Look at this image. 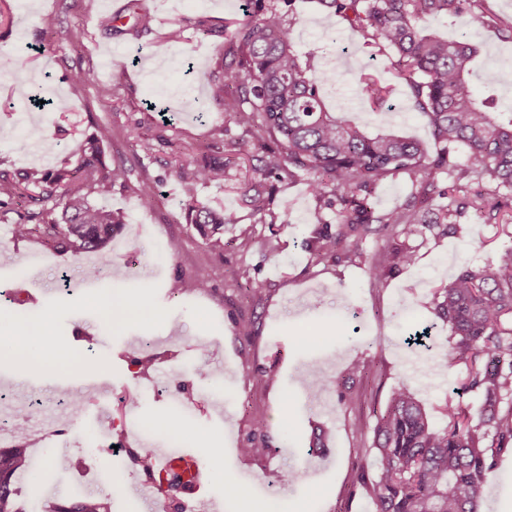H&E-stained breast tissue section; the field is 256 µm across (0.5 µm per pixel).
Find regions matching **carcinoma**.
Instances as JSON below:
<instances>
[{
	"label": "carcinoma",
	"instance_id": "carcinoma-1",
	"mask_svg": "<svg viewBox=\"0 0 512 512\" xmlns=\"http://www.w3.org/2000/svg\"><path fill=\"white\" fill-rule=\"evenodd\" d=\"M243 17L224 25L227 54L236 67L237 88L224 82L211 87V98L250 138L224 142V153L257 161L245 169L238 190L260 217H274L276 184L305 180L314 197L331 204L336 198L334 234L319 240V251L334 257L355 252L358 240L383 229L411 230L416 224L457 230L456 218L484 210L489 198L512 193V111L497 110L469 82L474 48L466 35L448 40L431 24L448 16L469 15L483 21L486 0H319L321 6L367 45L387 52V72L404 82L414 108L429 120L439 145L430 154L418 141L395 134H369L346 116L329 111L321 87L331 79L317 72L295 51L281 6L293 11L294 0H248ZM29 85L41 75L25 60L15 64ZM361 93L374 106L384 102L387 87L359 77ZM111 132L100 127L76 146L75 167H35L13 174L0 172V209L27 195L39 208L18 215L13 225L25 238L31 225L62 248L76 253L99 249L112 238L126 216L92 205L88 195L112 194L119 173L107 165L104 145ZM465 151L457 160L459 150ZM405 174L415 184L399 207L379 213L372 196L388 179ZM232 169L218 161L185 160L174 177L190 190L198 184H222ZM448 177L459 190L474 181L490 186L486 193L464 196L427 211L425 204L446 198ZM189 223L208 240L237 223L235 214L188 199ZM417 256L404 245L374 255L370 270L379 280ZM433 313L448 326L450 366L463 370L461 389L481 395L471 410L448 401V423L437 426L415 393L400 385L391 393L374 427L377 473L350 474L353 483L369 482L372 512H478L483 485L500 458L512 452V235L499 257L481 268L464 265L448 285L431 298ZM28 448L0 455V512H20L12 477L26 466ZM75 512H108L105 497L91 495L72 504Z\"/></svg>",
	"mask_w": 512,
	"mask_h": 512
}]
</instances>
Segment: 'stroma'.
<instances>
[{
  "label": "stroma",
  "mask_w": 512,
  "mask_h": 512,
  "mask_svg": "<svg viewBox=\"0 0 512 512\" xmlns=\"http://www.w3.org/2000/svg\"><path fill=\"white\" fill-rule=\"evenodd\" d=\"M112 3L26 0L28 21L21 26L17 0H0V171L57 166L83 133L109 127L106 160L119 179L102 204L127 217L103 248L78 256L57 249L39 228L31 238H15L11 223L0 218V289L34 297L25 304L0 299V336L51 324L37 370L24 377L0 363V424L30 416L33 432L59 431L57 451L71 460L63 469L44 468L38 447H31L30 464L40 475L15 480L22 512L88 495L108 496L110 512H146L160 500L158 490L141 491L133 471L107 472L105 462L85 454L89 444L104 448L121 434L135 447L194 449L209 467L206 496L214 512H240V501L226 493L230 483L263 512L275 504L281 512H371L365 485L352 484L349 474L373 470L374 414L396 386L412 388L440 426L447 401L481 404L476 393L459 391L460 370L444 359L448 327L428 301L461 265L480 267L497 255L512 233V222L504 220L512 202L496 220L465 213L454 234L414 226L407 242L418 263L378 281L369 262L391 231L366 236L357 252L321 256L317 241L335 233L336 216L304 182L278 190L273 224L261 223L230 185L201 184L199 201L238 217L224 232L223 248L207 247L187 222L173 170L187 152L201 163L223 159L225 141L244 135L209 99L212 78H223L228 92L237 86L224 25L241 18L244 0H137L121 22L111 16ZM141 11L152 17L149 28L137 23ZM47 16L54 21L49 29L41 23ZM289 20L302 58L317 71L343 76L340 87L324 91L330 111L436 151L428 120L415 111L405 85L393 84L377 109L361 99L355 71L383 77L385 56L364 46L318 0H295ZM174 27L183 31L177 43L167 38ZM434 30L449 39L466 34L478 49L474 85L502 110L512 109V86L495 81L496 71L512 63V41L466 17ZM20 58L43 73L53 94V111L28 114L29 124L44 125L42 141H22L14 130L28 104L13 75ZM78 69L89 75L85 84L68 79ZM152 94L165 100L172 121L149 109ZM217 126L223 139L212 135ZM142 136L151 138V151L140 148ZM243 236L252 241L246 251L238 247ZM171 241L179 245L173 253ZM86 265L100 268L97 281L84 279ZM241 265L250 268L252 282L234 278ZM179 277L204 280L208 289L171 295L168 285ZM128 297L150 308V316L112 325L111 305ZM427 326L429 348H408L405 338ZM146 356L153 363L138 373L134 362ZM258 416L266 420L260 436L252 427ZM360 418L367 425L358 430ZM249 440L261 455L241 453ZM215 443L224 448L216 465L208 453ZM288 469L297 472L295 483L276 484V474Z\"/></svg>",
  "instance_id": "obj_1"
}]
</instances>
